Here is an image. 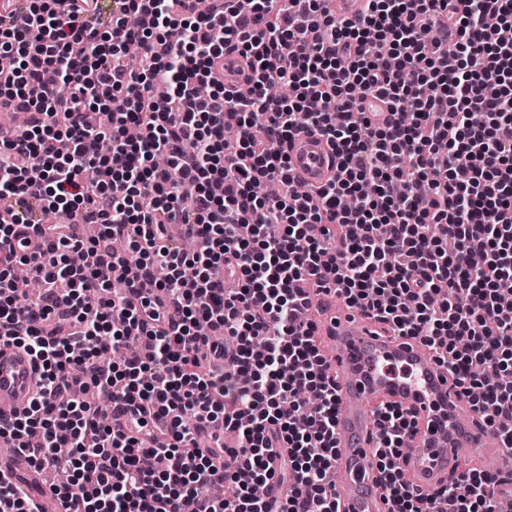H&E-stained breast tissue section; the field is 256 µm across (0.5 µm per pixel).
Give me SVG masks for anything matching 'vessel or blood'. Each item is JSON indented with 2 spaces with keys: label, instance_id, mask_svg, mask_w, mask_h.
<instances>
[{
  "label": "vessel or blood",
  "instance_id": "b4317fda",
  "mask_svg": "<svg viewBox=\"0 0 512 512\" xmlns=\"http://www.w3.org/2000/svg\"><path fill=\"white\" fill-rule=\"evenodd\" d=\"M237 54L224 56V85L240 92L247 83ZM292 176L318 186L334 174L338 159L324 137L296 135L286 146ZM322 334L332 343L339 388L336 442L340 512H388L376 486L373 452L377 439L374 408L397 403L413 415L417 428L406 440L402 467L407 480L432 491L455 472L473 448H497L496 431L471 411L458 388L440 372L419 340L390 338L361 312L331 313ZM38 372L24 348L0 346V405L21 413L37 389Z\"/></svg>",
  "mask_w": 512,
  "mask_h": 512
}]
</instances>
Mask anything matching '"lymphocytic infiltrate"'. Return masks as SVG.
Returning a JSON list of instances; mask_svg holds the SVG:
<instances>
[{
    "mask_svg": "<svg viewBox=\"0 0 512 512\" xmlns=\"http://www.w3.org/2000/svg\"><path fill=\"white\" fill-rule=\"evenodd\" d=\"M0 55V112L26 118L0 138V342L39 372L0 434L69 472L62 512H339L338 387L308 314L326 289L421 339L512 449V0H366L353 19L325 0H28ZM101 96L119 104L105 131L87 123ZM309 130L340 166L300 195L283 146ZM174 212L194 252L168 240ZM375 416L389 512H496V472L411 488L413 421ZM240 59L235 53H224V86L240 92H245L248 84L239 75Z\"/></svg>",
    "mask_w": 512,
    "mask_h": 512,
    "instance_id": "f902f5d3",
    "label": "lymphocytic infiltrate"
}]
</instances>
